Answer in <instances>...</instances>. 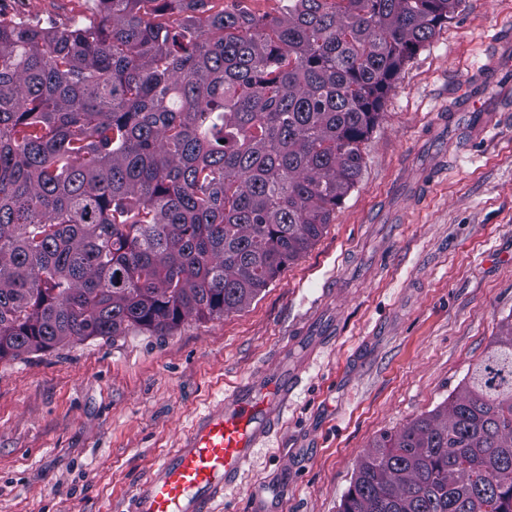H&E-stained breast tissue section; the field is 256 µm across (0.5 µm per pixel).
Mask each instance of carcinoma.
I'll list each match as a JSON object with an SVG mask.
<instances>
[{
	"label": "carcinoma",
	"mask_w": 512,
	"mask_h": 512,
	"mask_svg": "<svg viewBox=\"0 0 512 512\" xmlns=\"http://www.w3.org/2000/svg\"><path fill=\"white\" fill-rule=\"evenodd\" d=\"M168 2L0 19V360L248 305L320 237L392 81L463 0H183L163 21ZM338 512H512V320L372 446Z\"/></svg>",
	"instance_id": "1"
}]
</instances>
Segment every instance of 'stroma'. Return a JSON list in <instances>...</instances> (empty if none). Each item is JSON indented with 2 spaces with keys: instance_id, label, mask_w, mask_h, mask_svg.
Returning a JSON list of instances; mask_svg holds the SVG:
<instances>
[{
  "instance_id": "35a3bbf8",
  "label": "stroma",
  "mask_w": 512,
  "mask_h": 512,
  "mask_svg": "<svg viewBox=\"0 0 512 512\" xmlns=\"http://www.w3.org/2000/svg\"><path fill=\"white\" fill-rule=\"evenodd\" d=\"M0 10L96 20L85 0ZM511 316L512 0H464L395 78L355 188L249 305L0 360V512H128L208 405L306 357L211 512H337L361 457L457 392Z\"/></svg>"
}]
</instances>
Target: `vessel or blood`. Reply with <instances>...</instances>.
Here are the masks:
<instances>
[{
    "label": "vessel or blood",
    "mask_w": 512,
    "mask_h": 512,
    "mask_svg": "<svg viewBox=\"0 0 512 512\" xmlns=\"http://www.w3.org/2000/svg\"><path fill=\"white\" fill-rule=\"evenodd\" d=\"M307 370L304 363L282 367L225 393L137 484L131 512H209L275 428Z\"/></svg>",
    "instance_id": "b4317fda"
}]
</instances>
